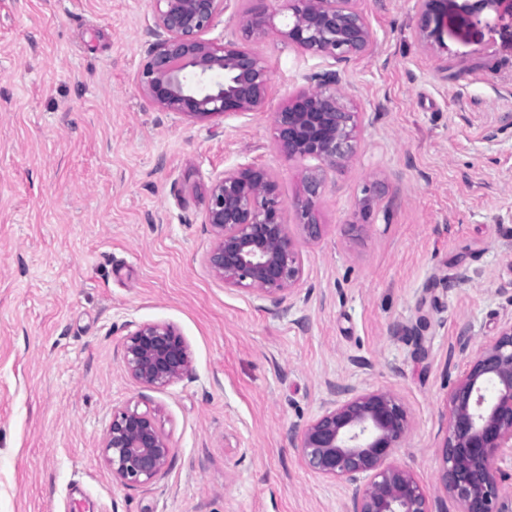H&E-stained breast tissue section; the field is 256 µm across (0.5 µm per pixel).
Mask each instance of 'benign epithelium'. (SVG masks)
<instances>
[{
	"label": "benign epithelium",
	"instance_id": "obj_1",
	"mask_svg": "<svg viewBox=\"0 0 512 512\" xmlns=\"http://www.w3.org/2000/svg\"><path fill=\"white\" fill-rule=\"evenodd\" d=\"M153 25L147 61L137 81L161 112L191 120L243 116L262 110L270 71L254 49L270 34L304 52L340 64L365 55L372 34L357 0H280L286 28H275L267 10L241 13L243 40L205 38L228 8L226 0H151ZM419 37L440 0H421ZM298 91L273 113L276 144L289 160H314L293 210L281 200L276 176L262 166L240 164L217 177L203 223L214 240L206 261L224 287L253 293L279 309L303 276L300 239L316 240V204L329 177L354 157L363 118L331 73ZM381 195L364 188L358 215L367 221ZM124 368L136 383L160 389L192 373L188 347L167 323L135 326L123 345ZM333 399L307 424L293 447L314 474L356 486L351 512H444L414 474L391 463L410 431L409 413L388 390L357 392L333 383ZM173 449L148 411L124 406L112 413L103 459L116 482L149 485L168 470ZM512 461V316L483 345L448 393V431L442 447L440 486L460 512H512V483L501 464Z\"/></svg>",
	"mask_w": 512,
	"mask_h": 512
}]
</instances>
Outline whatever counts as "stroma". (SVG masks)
Listing matches in <instances>:
<instances>
[{
    "label": "stroma",
    "mask_w": 512,
    "mask_h": 512,
    "mask_svg": "<svg viewBox=\"0 0 512 512\" xmlns=\"http://www.w3.org/2000/svg\"><path fill=\"white\" fill-rule=\"evenodd\" d=\"M359 6L370 53L333 66L269 37L266 108L191 122L137 84L150 0H0V512H348L351 489L288 442L332 382L406 404L392 460L436 493L456 336L469 327L478 351L512 314V0H442L428 46L418 0ZM329 70L365 123L282 312L214 276L203 216L212 181L245 163L293 207L306 164L279 151L273 114ZM152 322L182 335L191 378L126 374V336ZM127 405L173 448L136 490L101 457Z\"/></svg>",
    "instance_id": "1"
}]
</instances>
